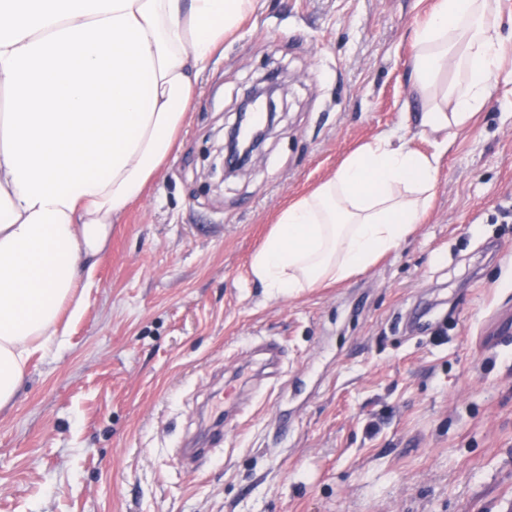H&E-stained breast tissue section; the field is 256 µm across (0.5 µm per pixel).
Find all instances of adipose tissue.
I'll return each instance as SVG.
<instances>
[{
  "mask_svg": "<svg viewBox=\"0 0 512 512\" xmlns=\"http://www.w3.org/2000/svg\"><path fill=\"white\" fill-rule=\"evenodd\" d=\"M255 0H0V409L60 347L113 224L144 198L196 108V80ZM503 39L489 0H434L414 36L430 134L491 95ZM460 83L444 85L448 71ZM437 156L379 136L283 208L251 258L275 296L364 272L420 224Z\"/></svg>",
  "mask_w": 512,
  "mask_h": 512,
  "instance_id": "obj_1",
  "label": "adipose tissue"
}]
</instances>
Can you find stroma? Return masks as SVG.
<instances>
[{
  "label": "stroma",
  "instance_id": "1",
  "mask_svg": "<svg viewBox=\"0 0 512 512\" xmlns=\"http://www.w3.org/2000/svg\"><path fill=\"white\" fill-rule=\"evenodd\" d=\"M430 3L256 0L64 345L0 411V512H512V0H491L494 90L444 150L411 76ZM268 75L279 122L218 181L224 127ZM380 135L440 155L422 224L361 275L271 295L249 265L277 213ZM236 385L223 446L184 467Z\"/></svg>",
  "mask_w": 512,
  "mask_h": 512
}]
</instances>
